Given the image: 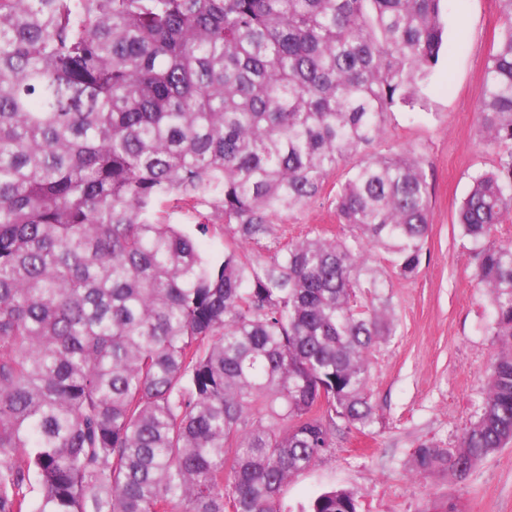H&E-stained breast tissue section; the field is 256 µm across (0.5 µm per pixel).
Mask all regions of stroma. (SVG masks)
I'll list each match as a JSON object with an SVG mask.
<instances>
[{"label": "stroma", "instance_id": "1", "mask_svg": "<svg viewBox=\"0 0 512 512\" xmlns=\"http://www.w3.org/2000/svg\"><path fill=\"white\" fill-rule=\"evenodd\" d=\"M444 21L448 50L419 102L394 108L385 134L367 149L371 155L415 151L432 184L431 226L417 274L398 276L382 251L366 255L382 285L358 299L392 323L369 355L375 419L364 430L337 433L331 456L289 479L281 493L289 512H304L314 496L332 488L354 491L358 512H430L442 502L461 512H512V443L461 481L412 469L420 443L454 446L476 418L497 351L489 331L495 309L488 290L476 284L472 245L455 213L473 176L495 158L481 138L478 100L500 32L498 0H446ZM167 219L195 237L206 258L223 260V218L205 209L171 210ZM203 223L208 233H200ZM318 231H343L324 199L284 217L273 236L287 242Z\"/></svg>", "mask_w": 512, "mask_h": 512}]
</instances>
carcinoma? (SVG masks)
Here are the masks:
<instances>
[{
    "instance_id": "cac0c4a2",
    "label": "carcinoma",
    "mask_w": 512,
    "mask_h": 512,
    "mask_svg": "<svg viewBox=\"0 0 512 512\" xmlns=\"http://www.w3.org/2000/svg\"><path fill=\"white\" fill-rule=\"evenodd\" d=\"M445 0H0V512H284L282 487L373 422L365 254L416 274L432 187L360 157L412 107ZM457 211L495 306L483 404L413 469L462 480L512 442V0ZM328 195L340 235L249 248ZM210 207L219 265L155 205ZM309 512H358L332 489Z\"/></svg>"
}]
</instances>
